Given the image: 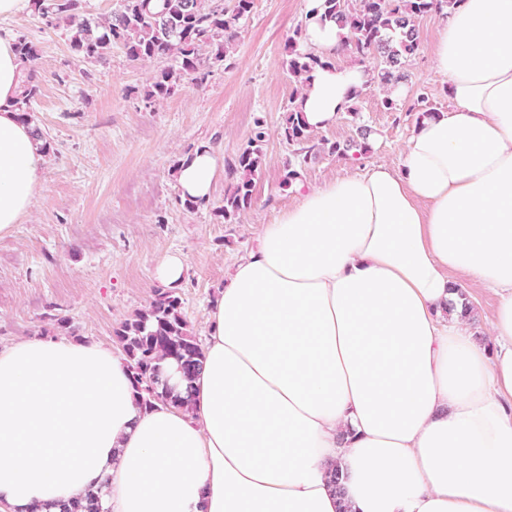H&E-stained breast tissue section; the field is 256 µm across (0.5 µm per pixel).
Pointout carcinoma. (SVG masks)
Here are the masks:
<instances>
[{"instance_id": "1", "label": "carcinoma", "mask_w": 512, "mask_h": 512, "mask_svg": "<svg viewBox=\"0 0 512 512\" xmlns=\"http://www.w3.org/2000/svg\"><path fill=\"white\" fill-rule=\"evenodd\" d=\"M459 0H318L322 17L346 30L343 46L359 59H374L373 81L382 86L402 82L406 59L419 49L417 22L432 13L453 7ZM37 14L49 21L64 22L71 30V49L87 59L103 57L114 45L122 46L132 62L166 60L169 65L157 71L148 90L151 99H164L175 92L182 81L200 71L219 65L241 29V21L250 14L252 0H234L230 8H218L213 0H120L118 10L108 19L94 18L83 10L82 0H33ZM305 37L302 27L288 38L285 67L288 75L305 84L308 75L328 61L300 49ZM20 58L33 64L39 49L24 38L18 39ZM38 87L34 73L28 71L19 107V120L33 126L50 150V142L34 125L29 103ZM311 127L296 104L288 108L281 135L290 145L309 140ZM263 125L256 124L253 136L239 152L232 173V190L224 196L220 213L232 222L251 206L254 177L262 165ZM115 338L129 362L141 404L156 401L182 405L187 397L161 381V361L177 363L185 381L194 379L200 369L201 345L189 333L182 303L171 290H159L150 307L135 312L115 330ZM61 512H100L99 499L89 495L85 502L61 505Z\"/></svg>"}]
</instances>
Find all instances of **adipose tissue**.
Returning <instances> with one entry per match:
<instances>
[{
    "instance_id": "adipose-tissue-1",
    "label": "adipose tissue",
    "mask_w": 512,
    "mask_h": 512,
    "mask_svg": "<svg viewBox=\"0 0 512 512\" xmlns=\"http://www.w3.org/2000/svg\"><path fill=\"white\" fill-rule=\"evenodd\" d=\"M296 104L325 129L371 73L337 65ZM447 110L398 165L359 166L263 225L210 312L185 406L140 404L118 348L31 337L0 351V512H512V0H460L432 48ZM24 69L0 28V234L29 211L45 155L18 119ZM224 155L181 160L209 201ZM497 305L477 328L466 285ZM343 475L335 490L330 472Z\"/></svg>"
}]
</instances>
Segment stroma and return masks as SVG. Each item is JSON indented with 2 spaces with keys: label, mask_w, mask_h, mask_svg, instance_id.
<instances>
[{
  "label": "stroma",
  "mask_w": 512,
  "mask_h": 512,
  "mask_svg": "<svg viewBox=\"0 0 512 512\" xmlns=\"http://www.w3.org/2000/svg\"><path fill=\"white\" fill-rule=\"evenodd\" d=\"M442 20L434 14L417 23L420 49L405 63L397 111H387L383 88L370 84L357 99V115L311 131V143L349 144L365 126L373 142L364 163L397 165L420 113L449 104L431 55ZM304 23L303 0H254L223 65L150 101L145 91L157 62H131L118 47L104 60L84 59L72 51L64 23L31 11L0 21L40 51L32 108L52 143L27 215L0 236L1 350L31 336L115 344L121 323L150 306L160 286L157 263L171 254L185 261L174 291L193 335L205 339L226 277L261 227L296 200L281 186L289 166L301 167L311 186L349 172L325 152L296 155L281 135L296 88L283 65L285 47ZM259 123L266 137L251 207L225 223L220 209L232 184L226 175L207 203L186 209L174 178L180 161L209 146L233 164Z\"/></svg>",
  "instance_id": "stroma-1"
}]
</instances>
